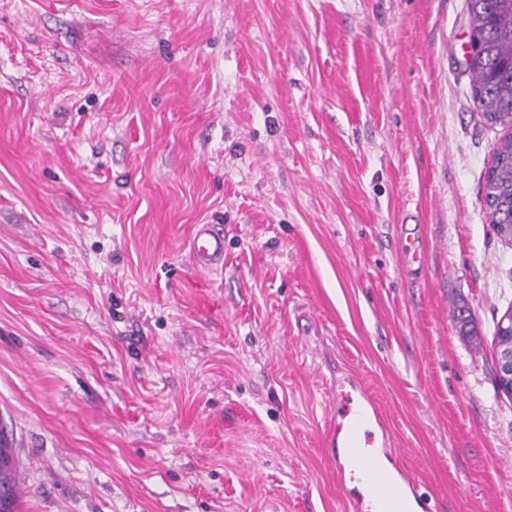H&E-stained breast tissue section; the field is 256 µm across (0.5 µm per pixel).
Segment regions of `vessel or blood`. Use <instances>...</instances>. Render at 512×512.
I'll use <instances>...</instances> for the list:
<instances>
[{
	"mask_svg": "<svg viewBox=\"0 0 512 512\" xmlns=\"http://www.w3.org/2000/svg\"><path fill=\"white\" fill-rule=\"evenodd\" d=\"M191 257L197 268L219 271L224 267V233L213 224L196 225L190 241ZM349 384L355 394L353 406L333 423L329 438L331 473L344 489L351 512H369L367 493H374L379 512H433L430 499L418 488L416 475L399 463L400 452L393 446L387 421L373 396L357 377ZM380 444L388 467H380L371 450ZM361 474L364 488L348 487L354 474Z\"/></svg>",
	"mask_w": 512,
	"mask_h": 512,
	"instance_id": "vessel-or-blood-1",
	"label": "vessel or blood"
}]
</instances>
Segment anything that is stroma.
Listing matches in <instances>:
<instances>
[{
  "label": "stroma",
  "mask_w": 512,
  "mask_h": 512,
  "mask_svg": "<svg viewBox=\"0 0 512 512\" xmlns=\"http://www.w3.org/2000/svg\"><path fill=\"white\" fill-rule=\"evenodd\" d=\"M468 41L467 0H0L19 512H346L347 370L435 512H512ZM191 257L197 268L219 271L224 267V232L215 224L195 226L190 241Z\"/></svg>",
  "instance_id": "35a3bbf8"
}]
</instances>
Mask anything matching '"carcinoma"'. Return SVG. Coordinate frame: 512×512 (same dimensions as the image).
Returning <instances> with one entry per match:
<instances>
[{
	"label": "carcinoma",
	"instance_id": "carcinoma-1",
	"mask_svg": "<svg viewBox=\"0 0 512 512\" xmlns=\"http://www.w3.org/2000/svg\"><path fill=\"white\" fill-rule=\"evenodd\" d=\"M472 95L485 119L508 130L496 143L484 178L485 214L495 235L512 242V0H468ZM0 494L18 512L14 456L0 440Z\"/></svg>",
	"mask_w": 512,
	"mask_h": 512
}]
</instances>
